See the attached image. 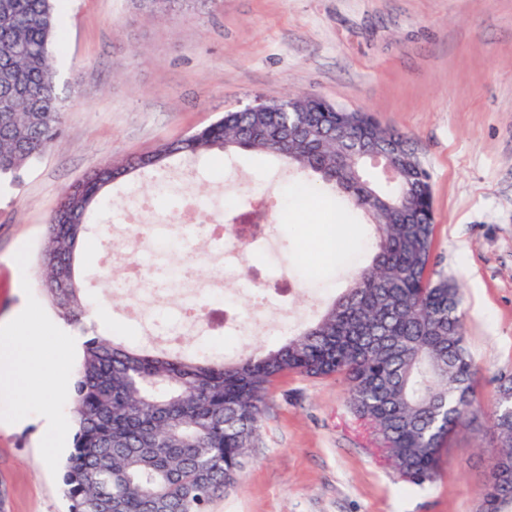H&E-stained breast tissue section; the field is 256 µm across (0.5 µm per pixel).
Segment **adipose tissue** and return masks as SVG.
<instances>
[{
    "label": "adipose tissue",
    "mask_w": 512,
    "mask_h": 512,
    "mask_svg": "<svg viewBox=\"0 0 512 512\" xmlns=\"http://www.w3.org/2000/svg\"><path fill=\"white\" fill-rule=\"evenodd\" d=\"M29 320L30 310L23 307L9 323L0 326V400L8 404L10 418L17 422L26 421L30 403H42L43 408L36 415L42 432L40 448L43 456L52 461L60 454L69 432L58 403L70 393L72 378L66 363L77 351L79 341L67 335L63 324L52 323V331L65 336L66 341L55 351L59 366L54 380L51 385H44V355L38 346L41 329L30 326ZM25 323L30 329L23 334L19 327Z\"/></svg>",
    "instance_id": "ef3b65f1"
}]
</instances>
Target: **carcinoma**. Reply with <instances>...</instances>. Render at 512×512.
Segmentation results:
<instances>
[{
    "instance_id": "obj_1",
    "label": "carcinoma",
    "mask_w": 512,
    "mask_h": 512,
    "mask_svg": "<svg viewBox=\"0 0 512 512\" xmlns=\"http://www.w3.org/2000/svg\"><path fill=\"white\" fill-rule=\"evenodd\" d=\"M61 0H0V178L13 181L62 136ZM184 0H139L182 15ZM299 112L228 111L136 158L108 162L69 187L38 260L44 300L81 323L90 301L80 248L112 184L165 174L171 160L214 151L272 156L347 201L371 226L369 258L347 288L275 349L235 359L182 355L93 334L82 342L69 412L73 450L62 469L69 512H212L236 482L258 434L263 402L291 373L340 377L354 415L370 425L401 482H435L441 451L474 404L477 367L466 344L460 289L431 266L430 175L405 133L368 112L296 98ZM380 146L408 176L366 175ZM499 469L484 512H512V407L494 412Z\"/></svg>"
}]
</instances>
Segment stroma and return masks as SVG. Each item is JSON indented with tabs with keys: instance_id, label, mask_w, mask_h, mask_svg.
I'll list each match as a JSON object with an SVG mask.
<instances>
[{
	"instance_id": "stroma-1",
	"label": "stroma",
	"mask_w": 512,
	"mask_h": 512,
	"mask_svg": "<svg viewBox=\"0 0 512 512\" xmlns=\"http://www.w3.org/2000/svg\"><path fill=\"white\" fill-rule=\"evenodd\" d=\"M59 58L68 112L63 136L20 183H0V322L22 306L48 314L35 259L64 191L99 165L137 156L256 97L316 94L408 134L430 173L437 270L461 289L476 402L441 452L438 476L404 486L336 378L291 374L263 408L250 459L214 512H482L497 459L491 415L498 377L512 373V0H191L175 21L136 0H65ZM161 193L145 174L113 189L84 240L95 307L116 332L129 319L177 317L187 285L241 284L239 339L186 327L183 346L233 357L279 346L346 287L352 262L327 259L330 210L300 202L303 176L248 153L176 162ZM191 208L196 225L232 223L264 203L271 226L233 266L201 234L172 247L127 227L145 202ZM24 267H17L18 254ZM138 259L155 276L178 264L161 300L132 286ZM109 278H99L102 268ZM38 426L0 425V512H67L61 476Z\"/></svg>"
}]
</instances>
